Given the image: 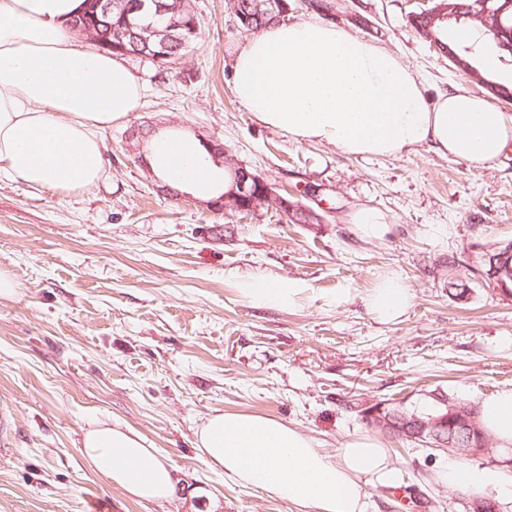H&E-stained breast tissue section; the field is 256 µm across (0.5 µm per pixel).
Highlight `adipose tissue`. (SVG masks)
I'll list each match as a JSON object with an SVG mask.
<instances>
[{
	"instance_id": "obj_1",
	"label": "adipose tissue",
	"mask_w": 512,
	"mask_h": 512,
	"mask_svg": "<svg viewBox=\"0 0 512 512\" xmlns=\"http://www.w3.org/2000/svg\"><path fill=\"white\" fill-rule=\"evenodd\" d=\"M82 9V0H0V175L61 197L104 178L99 133L137 111L144 93L119 58L77 43L71 22ZM232 70L239 103L298 142L380 158L428 144L480 166L512 147V114L459 87L428 102L399 58L331 22L270 26L240 44ZM147 153L162 180L202 189L213 177L177 132L160 133ZM240 293L251 305L285 308L297 288L256 278L242 282ZM411 300L395 277L380 279L366 296L384 321L400 317ZM480 420L501 447L512 446V389L484 398ZM199 445L226 476L305 512H367L366 485L400 481L386 448L370 435L351 437L331 456L274 419L217 414L203 425ZM81 453L97 474L139 500H164L174 487L171 465L132 430L95 425ZM435 480L512 497V477L495 467L450 459Z\"/></svg>"
}]
</instances>
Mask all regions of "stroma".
Returning <instances> with one entry per match:
<instances>
[{
    "label": "stroma",
    "instance_id": "35a3bbf8",
    "mask_svg": "<svg viewBox=\"0 0 512 512\" xmlns=\"http://www.w3.org/2000/svg\"><path fill=\"white\" fill-rule=\"evenodd\" d=\"M333 20L397 56L428 100L456 87L489 97L512 82V56L487 38L466 43L472 78L407 22L424 0H344ZM202 37L159 71L125 57L143 82L138 111L103 129L107 176L76 196L0 176V269L19 284L0 298V512H300L210 466L197 431L216 414L293 426L335 454L371 434L347 401L419 399L440 389L471 403L512 389V293L489 277L455 299L447 271L467 274L489 243L512 240V150L492 167L418 146L360 158L298 143L234 98L231 63L245 40L230 0H192ZM223 142L227 155L281 195L323 215L292 224L276 209L208 208L207 194L161 189L129 134L144 123ZM380 211L391 232L355 236L349 218ZM454 267H447V260ZM399 277L413 301L383 322L365 297ZM264 277L299 290L287 308L255 307L240 282ZM140 433L172 465L164 501H140L96 475L81 454L96 422ZM411 494L365 488L369 512H465L433 481L444 452L383 437Z\"/></svg>",
    "mask_w": 512,
    "mask_h": 512
}]
</instances>
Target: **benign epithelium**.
I'll use <instances>...</instances> for the list:
<instances>
[{"label": "benign epithelium", "mask_w": 512, "mask_h": 512, "mask_svg": "<svg viewBox=\"0 0 512 512\" xmlns=\"http://www.w3.org/2000/svg\"><path fill=\"white\" fill-rule=\"evenodd\" d=\"M153 5L156 6V15L163 19V23L156 27L152 25L144 27V30L155 38L153 46L150 48L149 59L166 67L168 60L172 59V56L167 54V49L173 38V32L189 30L193 28V24L169 14V11L158 3V0H153ZM111 8V0H89L88 17L90 22L80 28L81 34L103 49L127 55L129 51L124 43L112 41V30L99 29L101 25L99 16H108L111 13ZM227 166L232 170V181L227 191L222 196L207 201V205L214 210L233 208L242 212L259 211L266 200L273 196L270 186L243 164L230 160L227 162ZM490 275L500 288L507 289V280L512 279V262H507L504 256L500 257L499 261L491 264ZM425 397L445 406V411L438 414L417 415L414 413L409 416L397 411L390 412L388 411L389 403L376 401L364 404V416L373 425L376 424L400 433L407 432L413 438L423 441L424 444L447 453L457 452V449L454 448V438L448 437V432H456L460 435L470 433L472 428L470 416L449 406L448 394L443 391L428 392ZM467 453L472 457L489 454L491 460L497 465L512 471V454L507 452L495 456L486 442L480 448L467 449Z\"/></svg>", "instance_id": "7a95c632"}]
</instances>
